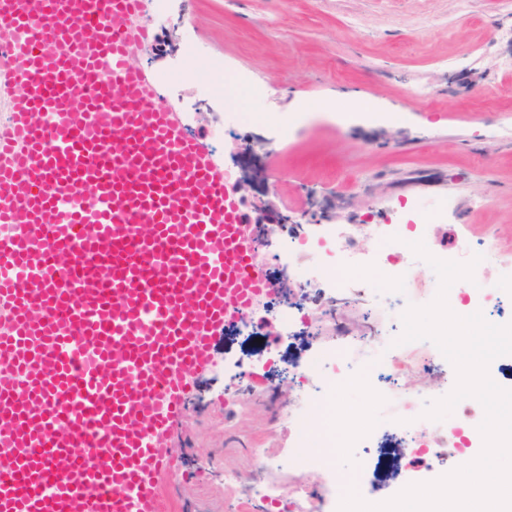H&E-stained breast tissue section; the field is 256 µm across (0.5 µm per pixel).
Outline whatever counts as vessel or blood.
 Instances as JSON below:
<instances>
[{"label": "vessel or blood", "instance_id": "obj_1", "mask_svg": "<svg viewBox=\"0 0 512 512\" xmlns=\"http://www.w3.org/2000/svg\"><path fill=\"white\" fill-rule=\"evenodd\" d=\"M140 8L0 0V512H166L192 378L268 290L223 168L133 63Z\"/></svg>", "mask_w": 512, "mask_h": 512}]
</instances>
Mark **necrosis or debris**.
<instances>
[{"label":"necrosis or debris","mask_w":512,"mask_h":512,"mask_svg":"<svg viewBox=\"0 0 512 512\" xmlns=\"http://www.w3.org/2000/svg\"><path fill=\"white\" fill-rule=\"evenodd\" d=\"M366 236L373 238V249L353 246L346 226L333 225L315 240L293 237L280 241L276 227L264 228L263 235L280 255L294 264L302 287L323 279L336 290L359 287L362 270L384 272L388 283V306L393 320H400L412 304L408 293L410 281L407 267L417 258L410 245L428 240L423 224H369ZM446 259L458 262L475 261L472 280L455 282L448 291L447 302L460 316L485 311L494 290L486 274L496 268L501 277H512V260L502 258L496 244L489 239L475 242L464 239ZM335 344L300 363L299 370L315 391L299 397L294 412L288 416L294 436L291 465L298 479L293 486L297 505H309L312 512H338L345 485L344 476L335 464L337 451L358 455L359 472L375 468V455L387 439L399 442L402 453L420 460L434 477H441L457 467V458L466 449L482 450L483 438L479 425L484 419L482 405L473 398L461 400L451 415L441 421L424 420L418 410V399L405 398L398 384L401 374L414 370L440 374L447 365L446 358L436 346H429L424 355H416L411 344L390 346L388 340L377 336H354L334 324ZM365 356L370 367L367 384L377 397L367 414L354 417L353 425L343 440L329 434L327 421L335 416L337 400L353 376L351 358L354 353ZM315 470L326 471L329 482L313 489L304 477Z\"/></svg>","instance_id":"4bbe7bcc"}]
</instances>
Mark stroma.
Returning <instances> with one entry per match:
<instances>
[{
	"label": "stroma",
	"mask_w": 512,
	"mask_h": 512,
	"mask_svg": "<svg viewBox=\"0 0 512 512\" xmlns=\"http://www.w3.org/2000/svg\"><path fill=\"white\" fill-rule=\"evenodd\" d=\"M142 16L152 35L136 66L162 79L175 68L201 74L223 64L225 77L247 79L248 99L235 111L274 115L228 136L222 100L187 84L161 89L187 133L204 139L232 180L249 181V224L267 200L284 238L322 224H386L402 207L425 220L429 208L444 207L432 251L493 235L512 258V0H474L467 12L458 0H166L159 9L146 0ZM190 42L196 53H185ZM312 102L324 112L282 139ZM346 103L380 116L338 123L333 111ZM362 279L370 300L340 308L357 336L387 320L381 274ZM308 311L298 333L260 308V339L215 337L171 430L173 512H263L267 485L289 491L285 414L304 391L293 365L334 340L327 313ZM244 361L253 371L246 383Z\"/></svg>",
	"instance_id": "35a3bbf8"
}]
</instances>
